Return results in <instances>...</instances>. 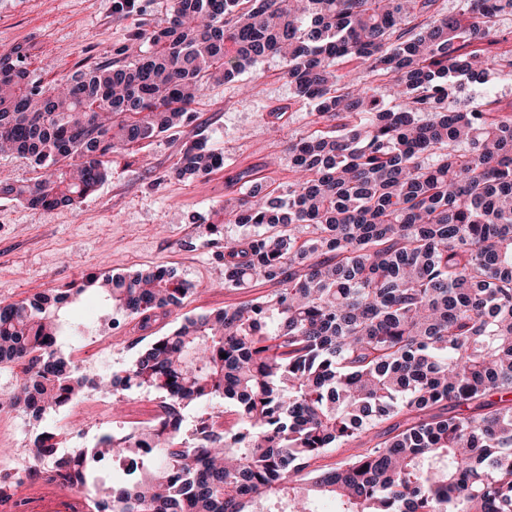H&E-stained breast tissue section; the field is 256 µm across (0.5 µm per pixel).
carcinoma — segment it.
Segmentation results:
<instances>
[{
    "instance_id": "carcinoma-1",
    "label": "carcinoma",
    "mask_w": 512,
    "mask_h": 512,
    "mask_svg": "<svg viewBox=\"0 0 512 512\" xmlns=\"http://www.w3.org/2000/svg\"><path fill=\"white\" fill-rule=\"evenodd\" d=\"M435 3L169 0L133 37L146 47L134 65L63 89L0 58V152L46 173L0 179V194L31 208L91 195L109 155L189 121L204 81L231 82L261 57L283 61L318 116L288 146L298 179L284 190L239 172L243 193L209 225L224 233V287L264 280L276 285L266 296L183 317L109 379L57 352L59 312L92 287L148 330L190 291L174 269L0 304V364L19 367L11 408L38 418L119 386L160 394L154 423L93 449L133 464L94 497L97 512H258L270 500L316 512L325 497L340 512H512V114L489 95L452 99L491 71L512 80V51L479 47L512 0H458L448 15ZM349 60L378 85L340 72ZM223 165L200 138L172 174ZM213 399L234 423L203 414L184 442L185 410ZM66 434L42 430L15 452L52 457ZM354 441L360 451L315 465ZM86 455L75 448L53 470L83 489L96 474Z\"/></svg>"
}]
</instances>
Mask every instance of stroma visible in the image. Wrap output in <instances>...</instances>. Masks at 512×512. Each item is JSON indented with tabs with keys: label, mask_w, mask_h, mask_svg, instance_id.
<instances>
[{
	"label": "stroma",
	"mask_w": 512,
	"mask_h": 512,
	"mask_svg": "<svg viewBox=\"0 0 512 512\" xmlns=\"http://www.w3.org/2000/svg\"><path fill=\"white\" fill-rule=\"evenodd\" d=\"M169 0H135L116 9L113 0H0V56L19 52L30 79L41 86L101 65L125 66L131 36L149 30L166 15ZM190 122L121 149L109 157V174L96 192L76 206L33 209L0 195V301L28 300L70 288L88 274H126L146 266L176 269L192 287L171 318L155 327L162 334L177 320L235 305L270 293L258 281L244 290L224 287V237L209 234L217 209L237 195L236 173L260 170L267 181L287 186L296 175L288 143L313 128L314 107L297 98L275 56L258 60L234 82L206 86L191 105ZM199 137L224 156L223 167L189 181L171 170L184 144ZM111 319L109 339L99 346L112 357L98 368L108 378L129 366L126 346L135 317L87 290L61 316L66 330L61 353L74 362L84 354L83 333L92 319ZM102 399L91 393L42 420L14 412L0 417V459L20 443L68 420L67 448H94L111 434V423L86 429Z\"/></svg>",
	"instance_id": "stroma-1"
}]
</instances>
